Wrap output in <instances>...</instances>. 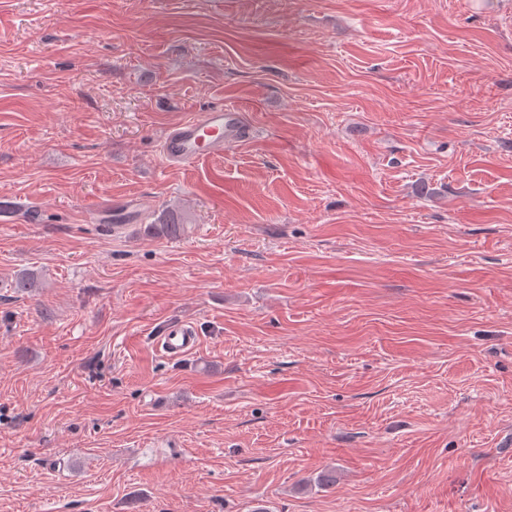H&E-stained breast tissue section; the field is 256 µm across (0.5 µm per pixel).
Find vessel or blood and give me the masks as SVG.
I'll list each match as a JSON object with an SVG mask.
<instances>
[{"label": "vessel or blood", "mask_w": 512, "mask_h": 512, "mask_svg": "<svg viewBox=\"0 0 512 512\" xmlns=\"http://www.w3.org/2000/svg\"><path fill=\"white\" fill-rule=\"evenodd\" d=\"M255 134L240 109L217 105L172 127L161 142V153L168 166L183 167L221 156L228 148L246 143ZM140 207L135 199L114 204L113 233H121L128 225L136 223ZM198 345L196 327L184 321L170 324L159 338L160 349L172 358L187 356Z\"/></svg>", "instance_id": "obj_1"}]
</instances>
